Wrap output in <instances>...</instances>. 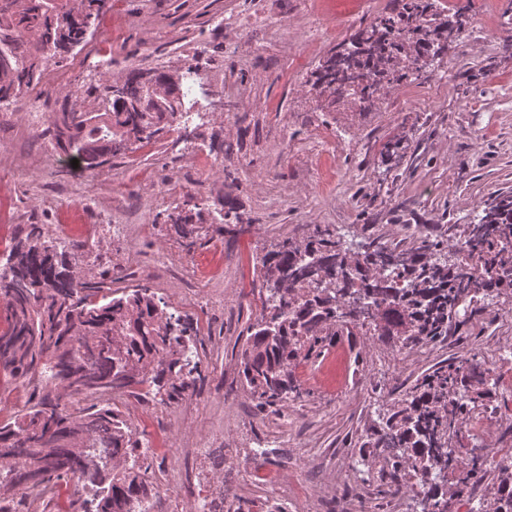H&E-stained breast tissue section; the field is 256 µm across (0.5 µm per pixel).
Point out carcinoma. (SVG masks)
<instances>
[{"mask_svg": "<svg viewBox=\"0 0 512 512\" xmlns=\"http://www.w3.org/2000/svg\"><path fill=\"white\" fill-rule=\"evenodd\" d=\"M110 9L112 0H0V104L41 84L44 51L65 56L95 38ZM438 14L435 0H402L400 11L330 48L307 83L330 112L352 85L371 109L384 86L419 80L467 24L458 13L438 22ZM193 71L133 69L101 86L75 85L79 109L57 117L56 144L95 170L164 132L189 139L203 115L177 106ZM480 207L452 260L441 240L356 246L321 228L282 237L260 260L266 295L240 352L244 388L262 405L299 398L293 368L338 336L369 329L400 350L423 348L466 324L475 304L511 296L512 193ZM163 223L187 247L204 228L180 206L165 210ZM88 254L85 243L60 241L42 224H18L0 264L10 322L0 369L22 386L41 383L19 416L0 422V512H50L47 493L70 483L68 512H132L134 503L162 512L147 477L153 455L113 396L144 386L166 405L185 400L202 374L187 342L197 328L146 287L112 288L123 277L94 273ZM492 377L471 358L453 359L378 414L360 447L381 448L393 473L420 477L408 512H453L468 485L487 476L455 443L463 424L495 409ZM73 395L94 402L70 409L63 399ZM493 490V512H512L511 465L498 468Z\"/></svg>", "mask_w": 512, "mask_h": 512, "instance_id": "obj_1", "label": "carcinoma"}]
</instances>
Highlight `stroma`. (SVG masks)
<instances>
[{
	"mask_svg": "<svg viewBox=\"0 0 512 512\" xmlns=\"http://www.w3.org/2000/svg\"><path fill=\"white\" fill-rule=\"evenodd\" d=\"M452 3L472 17L467 42L450 45L431 77L387 88L372 112L343 103L320 111L303 79L285 72L317 66L319 53L308 49L314 37L332 47L360 23L397 11L401 0H373L358 17L347 0H279L275 15L246 30L233 19L258 10L260 0H124L122 15L106 13L83 51L48 63L66 78L43 90L39 126L26 119L37 104L33 95L0 108V168L15 173L22 193L17 223L42 224L56 235L60 216L79 210L71 236L86 240L98 269L134 273L137 284L198 324L203 378L192 396L171 407L149 402L139 412L119 404L140 439L170 449L154 461L168 510L177 504L200 512L220 493L263 512L275 491L267 474L250 472L245 461L261 448L270 467L301 490L280 503L285 512H365L342 474L354 466L379 410L404 398L436 364L512 336V302L480 304L467 333L449 329L448 341L423 354L361 331L341 337L309 362L308 373H297L311 391L299 401L259 409L240 379V349L262 313L260 259L279 234L301 238L321 226L363 242L409 246L429 237L453 249L480 202L512 191V0ZM101 54L111 58L115 78L134 68L196 66L224 106L211 110L191 142L173 131L150 152L95 171L75 168L55 146L53 123L71 107V85L100 84L93 64ZM214 134L224 142L223 161L199 170ZM402 136L405 157L383 171L384 144ZM139 164L153 169L156 186L137 181ZM186 200L197 204L202 223L222 205L235 208L241 222L185 248L161 214ZM207 264L217 275L199 277ZM340 350L347 361L337 375L349 392L335 399L310 374ZM232 452L236 462L217 466L216 456Z\"/></svg>",
	"mask_w": 512,
	"mask_h": 512,
	"instance_id": "obj_1",
	"label": "stroma"
}]
</instances>
